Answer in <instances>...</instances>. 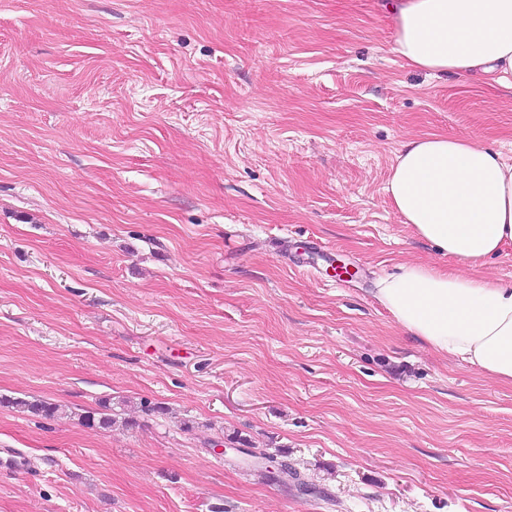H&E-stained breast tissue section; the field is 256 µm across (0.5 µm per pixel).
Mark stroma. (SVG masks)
Segmentation results:
<instances>
[{
  "instance_id": "obj_1",
  "label": "stroma",
  "mask_w": 512,
  "mask_h": 512,
  "mask_svg": "<svg viewBox=\"0 0 512 512\" xmlns=\"http://www.w3.org/2000/svg\"><path fill=\"white\" fill-rule=\"evenodd\" d=\"M383 2L0 0V396L69 409L0 406V512H512V385L373 298L452 265L400 144L512 158V90L405 66ZM0 405L23 409L45 417H54L66 412L65 407L48 401H28L20 397H0ZM118 415L112 408L111 398L99 401L96 409L86 410L84 413L78 414L85 426L103 430H112L113 425L119 422L116 418Z\"/></svg>"
}]
</instances>
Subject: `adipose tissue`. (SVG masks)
Wrapping results in <instances>:
<instances>
[{
  "mask_svg": "<svg viewBox=\"0 0 512 512\" xmlns=\"http://www.w3.org/2000/svg\"><path fill=\"white\" fill-rule=\"evenodd\" d=\"M393 50L433 76L512 86V0H389ZM384 190L402 223L453 265L402 264L375 300L438 355L512 384V284L478 269L512 245V159L444 134L403 142Z\"/></svg>",
  "mask_w": 512,
  "mask_h": 512,
  "instance_id": "obj_1",
  "label": "adipose tissue"
}]
</instances>
